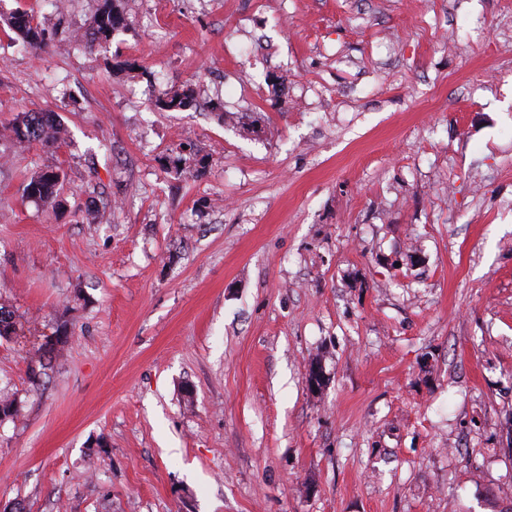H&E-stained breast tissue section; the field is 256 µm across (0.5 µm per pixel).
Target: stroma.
<instances>
[{
  "mask_svg": "<svg viewBox=\"0 0 512 512\" xmlns=\"http://www.w3.org/2000/svg\"><path fill=\"white\" fill-rule=\"evenodd\" d=\"M115 4L0 0V507L512 512V0ZM10 27L17 32L31 48H40L44 44V34L32 15L18 12L12 17ZM54 118L49 112H22L6 128L9 138L17 144L42 142L56 144L61 137L57 135ZM60 175L55 171H41L33 175L26 185L29 198L41 202L54 201L60 190ZM69 339L70 336H68L67 330L64 328L54 343L46 342L37 350L36 358L32 359L28 366L29 379L32 383H37L49 374L48 371L53 368L52 362L59 357L60 353L68 345Z\"/></svg>",
  "mask_w": 512,
  "mask_h": 512,
  "instance_id": "stroma-1",
  "label": "stroma"
}]
</instances>
